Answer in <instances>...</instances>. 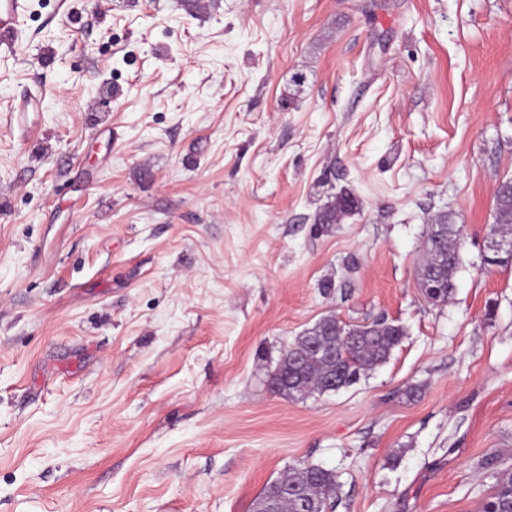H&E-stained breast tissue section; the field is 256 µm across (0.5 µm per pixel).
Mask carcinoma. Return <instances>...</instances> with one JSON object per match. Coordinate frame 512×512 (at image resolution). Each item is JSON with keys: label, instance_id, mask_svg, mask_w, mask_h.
Segmentation results:
<instances>
[{"label": "carcinoma", "instance_id": "obj_1", "mask_svg": "<svg viewBox=\"0 0 512 512\" xmlns=\"http://www.w3.org/2000/svg\"><path fill=\"white\" fill-rule=\"evenodd\" d=\"M360 207L361 202L356 195L341 192L326 203L316 217L324 224H334L339 215L354 212ZM433 221L443 225L448 236V276L452 277L460 261L459 227L443 213L435 215ZM492 228L512 229V177L502 179L494 194ZM401 336L399 327L391 323H374L365 336H338L333 363L318 360L307 346L305 336L298 337L282 355L283 361L296 369L285 395L305 399L312 394H324L329 391L325 387L326 380L333 374L336 375L338 390L354 384L361 372L386 361ZM338 487L335 471L303 462L289 466L285 474L268 483L262 496L268 497L276 491L280 496L278 506L281 512H300L296 494L301 493L315 505L317 512H322L329 506H336ZM483 512H512V477L496 482Z\"/></svg>", "mask_w": 512, "mask_h": 512}]
</instances>
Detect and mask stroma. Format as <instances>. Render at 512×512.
Segmentation results:
<instances>
[{"label": "stroma", "instance_id": "stroma-1", "mask_svg": "<svg viewBox=\"0 0 512 512\" xmlns=\"http://www.w3.org/2000/svg\"><path fill=\"white\" fill-rule=\"evenodd\" d=\"M0 49V512H482L512 473V0H28ZM360 209L316 211L340 190ZM463 231L447 304L428 217ZM403 330L347 388L269 379L324 316ZM42 105V94H27L16 99L8 111L7 116L13 124L22 133L28 136H35L36 128L32 119V114L39 112ZM499 184V185H498ZM494 188L493 224L495 232L498 229L511 231L512 225V177L504 178ZM498 187V188H497ZM497 189V190H496ZM510 224V225H509ZM418 281L424 297L430 301V294L434 288H456L455 281L452 286L448 287V283L439 275V265L432 261L423 262L418 271ZM339 483L334 470L322 466L298 463L289 466L288 471L266 485L262 495L256 500L254 511H257L262 497H268L277 491L280 512H300L297 505V493L303 494L315 505V511L325 510L328 506H336Z\"/></svg>", "mask_w": 512, "mask_h": 512}]
</instances>
